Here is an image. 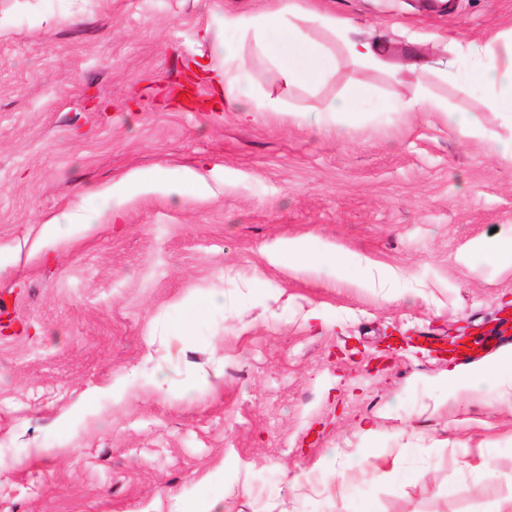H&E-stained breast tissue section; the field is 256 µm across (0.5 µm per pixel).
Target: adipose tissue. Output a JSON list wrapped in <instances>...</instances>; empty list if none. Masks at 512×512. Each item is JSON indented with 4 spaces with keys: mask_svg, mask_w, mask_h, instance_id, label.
<instances>
[{
    "mask_svg": "<svg viewBox=\"0 0 512 512\" xmlns=\"http://www.w3.org/2000/svg\"><path fill=\"white\" fill-rule=\"evenodd\" d=\"M314 27L338 37L357 65L386 70L393 78L398 76V67L386 60L382 41L348 37V20L320 12L309 0H277L274 7L258 14L219 9L212 13L203 38L209 45L208 70L214 76L216 91L223 96L225 107L244 113L280 109L277 102L258 98L247 78L246 62L238 48L239 43L247 40L268 56L289 86L313 89L333 78L336 58L311 36L310 30ZM228 31L237 34L238 44L225 42L224 34ZM464 58L465 65L439 69V76L480 87L494 111L512 113V27L483 41L466 42ZM367 93V86L354 79L339 97L311 109L295 111L294 116L300 125L318 131L336 124H353L363 117L358 104ZM385 109L389 112H438L449 128L469 137L480 136L484 131L479 113L458 111L447 101L430 96L422 87L408 100L388 101ZM138 188L139 183L120 181L101 193L102 198L113 201L112 209L95 212L79 205L46 225L45 231L58 240L63 236V227H86L106 218L116 219L117 203ZM446 383L452 392L485 385L495 390L499 400L512 403V352L484 362L468 373L449 372Z\"/></svg>",
    "mask_w": 512,
    "mask_h": 512,
    "instance_id": "adipose-tissue-1",
    "label": "adipose tissue"
}]
</instances>
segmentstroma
Returning a JSON list of instances; mask_svg holds the SVG:
<instances>
[{
  "label": "stroma",
  "mask_w": 512,
  "mask_h": 512,
  "mask_svg": "<svg viewBox=\"0 0 512 512\" xmlns=\"http://www.w3.org/2000/svg\"><path fill=\"white\" fill-rule=\"evenodd\" d=\"M269 4L0 0V512H486L512 486V405L443 383L512 350L493 332L512 265L471 260L512 234V159L489 143L512 116L476 87L358 67L322 30L334 80L289 87L249 43L251 81L310 108L359 78L364 120L318 132L226 110L188 77L200 34L215 9ZM316 5L382 34L399 66L458 61L461 39L512 25V0ZM421 81L486 137L383 111ZM149 169L164 181L125 197L119 228L46 243L85 191ZM187 171L206 197L175 193ZM306 237L362 276L272 259ZM205 296L218 303L192 322ZM462 327L467 351L418 346ZM370 438L378 465L323 473Z\"/></svg>",
  "instance_id": "stroma-1"
}]
</instances>
